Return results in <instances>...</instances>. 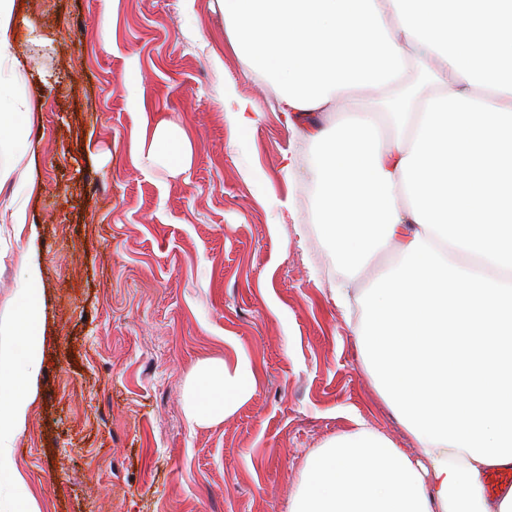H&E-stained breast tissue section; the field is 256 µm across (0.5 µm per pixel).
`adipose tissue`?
I'll return each instance as SVG.
<instances>
[{"label": "adipose tissue", "instance_id": "obj_1", "mask_svg": "<svg viewBox=\"0 0 512 512\" xmlns=\"http://www.w3.org/2000/svg\"><path fill=\"white\" fill-rule=\"evenodd\" d=\"M234 48L271 81L278 108L317 146L320 231L357 265L381 243L397 258L379 272L356 329L381 394L414 437L411 458L361 427L310 458L289 512H512L490 471L512 467V0H217ZM15 0H0V150L24 156L35 107L16 58ZM451 75L449 91L396 104L388 139L373 113L336 128L317 113L356 92L396 84L410 59ZM139 164L190 161L184 132L158 123L132 143ZM20 194L0 208L15 239L32 235L27 171L0 166ZM42 271L20 262V288L0 348V512H37L16 444L38 395ZM248 360H203L187 418L224 419L247 400Z\"/></svg>", "mask_w": 512, "mask_h": 512}]
</instances>
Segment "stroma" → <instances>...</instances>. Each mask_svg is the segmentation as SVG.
Instances as JSON below:
<instances>
[{
  "label": "stroma",
  "instance_id": "1",
  "mask_svg": "<svg viewBox=\"0 0 512 512\" xmlns=\"http://www.w3.org/2000/svg\"><path fill=\"white\" fill-rule=\"evenodd\" d=\"M19 68L37 103L23 163L32 239L0 230V314L19 256L43 273L38 396L16 457L40 512H288L309 458L356 421L410 457L338 281L364 295L394 252L345 265L319 231L316 146L230 44L215 0H23ZM410 60L371 111L442 91ZM253 102L235 131L228 95ZM170 119L189 169L142 171L144 122ZM297 161L293 175L284 154ZM246 356L258 383L224 421L189 422L199 361Z\"/></svg>",
  "mask_w": 512,
  "mask_h": 512
}]
</instances>
